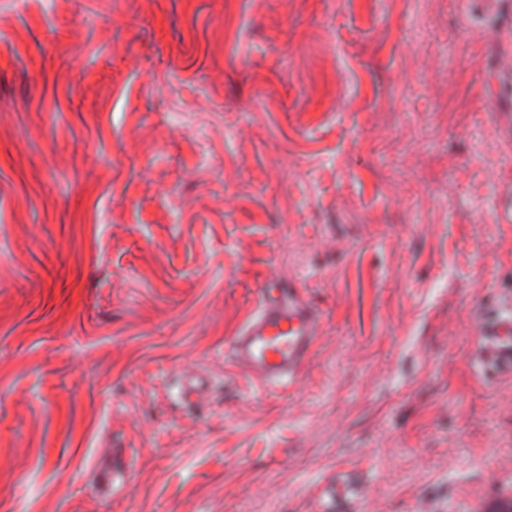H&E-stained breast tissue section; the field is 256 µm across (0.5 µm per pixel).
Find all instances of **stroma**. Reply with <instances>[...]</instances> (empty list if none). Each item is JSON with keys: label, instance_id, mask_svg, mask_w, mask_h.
<instances>
[{"label": "stroma", "instance_id": "stroma-1", "mask_svg": "<svg viewBox=\"0 0 512 512\" xmlns=\"http://www.w3.org/2000/svg\"><path fill=\"white\" fill-rule=\"evenodd\" d=\"M504 79L498 0H0V512H321L341 468L348 512H465L512 477L476 359ZM273 279L322 314L286 387L230 351ZM208 380L198 372H188L181 375L178 390L183 400H194L208 388Z\"/></svg>", "mask_w": 512, "mask_h": 512}]
</instances>
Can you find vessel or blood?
<instances>
[{
	"label": "vessel or blood",
	"mask_w": 512,
	"mask_h": 512,
	"mask_svg": "<svg viewBox=\"0 0 512 512\" xmlns=\"http://www.w3.org/2000/svg\"><path fill=\"white\" fill-rule=\"evenodd\" d=\"M319 325L318 309L298 288L268 284L257 309L233 338L234 361L263 385L296 379L315 344ZM482 334L488 343L485 363L495 370H512V312L485 323ZM207 388L206 377L196 372L182 374L178 382L180 395L190 401Z\"/></svg>",
	"instance_id": "vessel-or-blood-1"
}]
</instances>
